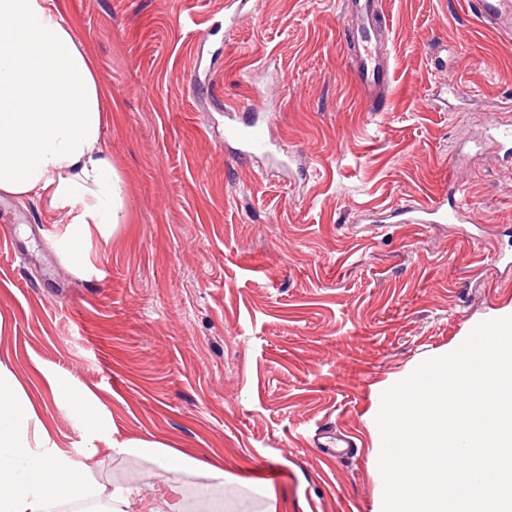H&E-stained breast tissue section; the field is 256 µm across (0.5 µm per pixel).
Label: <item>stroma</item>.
Here are the masks:
<instances>
[{
  "label": "stroma",
  "instance_id": "stroma-1",
  "mask_svg": "<svg viewBox=\"0 0 512 512\" xmlns=\"http://www.w3.org/2000/svg\"><path fill=\"white\" fill-rule=\"evenodd\" d=\"M56 0L106 95L104 144L125 220L93 237L99 274L52 247L70 217L0 196V356L78 462L142 493L177 483L184 512H379L369 412L377 385L451 349L512 305L493 270L512 253V168L492 111L512 113V34L473 0H383L392 81L370 111L353 78L341 0ZM278 80L275 134L297 169L224 151V104ZM458 185L477 239L445 224L382 226L384 212ZM378 221L368 240L352 235ZM52 373L101 398L100 429L55 400ZM354 434L355 458L313 448ZM147 438L223 465L202 473L117 454ZM249 0H226L224 2V24L241 25L252 19L254 14L247 7Z\"/></svg>",
  "mask_w": 512,
  "mask_h": 512
}]
</instances>
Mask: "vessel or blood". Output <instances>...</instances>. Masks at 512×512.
Returning <instances> with one entry per match:
<instances>
[{
  "mask_svg": "<svg viewBox=\"0 0 512 512\" xmlns=\"http://www.w3.org/2000/svg\"><path fill=\"white\" fill-rule=\"evenodd\" d=\"M249 0H225L224 21L241 25L252 19ZM481 18L491 27L512 31V0H474ZM348 13L356 20L352 38L355 42L352 64L362 96L372 104L384 101L391 80L390 65L384 57L376 36V0H346ZM276 121L273 112L260 115L247 113L234 104L224 107V140L236 145V157L248 160L282 152L281 143L273 139L271 129ZM491 140L505 153L512 155V115L497 113L489 121ZM466 208L456 194L407 206L405 221L409 224H455Z\"/></svg>",
  "mask_w": 512,
  "mask_h": 512,
  "instance_id": "obj_1",
  "label": "vessel or blood"
}]
</instances>
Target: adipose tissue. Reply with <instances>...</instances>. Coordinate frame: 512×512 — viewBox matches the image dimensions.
<instances>
[{"mask_svg":"<svg viewBox=\"0 0 512 512\" xmlns=\"http://www.w3.org/2000/svg\"><path fill=\"white\" fill-rule=\"evenodd\" d=\"M103 91L93 64L55 0H0V194L37 195L71 222L56 250L95 275L92 236L109 239L121 222L123 189L106 150ZM170 471L233 475L146 438L115 444ZM94 452L81 462L57 446L51 426L0 357V512H128L130 489L96 481Z\"/></svg>","mask_w":512,"mask_h":512,"instance_id":"obj_1","label":"adipose tissue"}]
</instances>
